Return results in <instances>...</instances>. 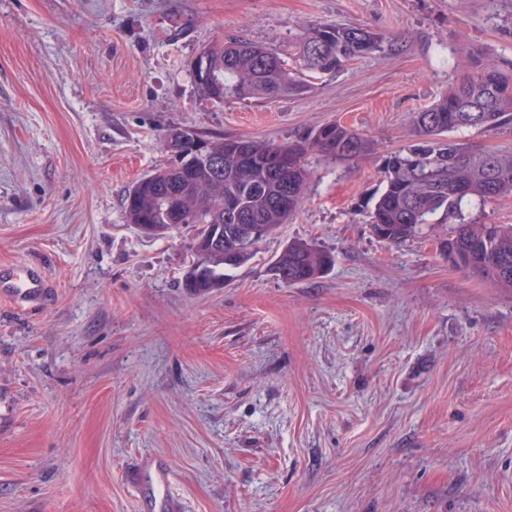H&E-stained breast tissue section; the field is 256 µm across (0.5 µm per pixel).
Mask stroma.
<instances>
[{
	"label": "stroma",
	"instance_id": "stroma-1",
	"mask_svg": "<svg viewBox=\"0 0 512 512\" xmlns=\"http://www.w3.org/2000/svg\"><path fill=\"white\" fill-rule=\"evenodd\" d=\"M398 38L274 102L218 104L190 63L239 35L288 56L300 22ZM476 48L512 67V0H0V512H512V289L451 267L448 223L373 235L374 158L311 157L306 198L223 288H184L193 228L152 237L122 197L182 127L276 144L338 121L412 140ZM333 269L289 286L288 242ZM0 288L18 305L37 302L44 295L41 275L28 266H0Z\"/></svg>",
	"mask_w": 512,
	"mask_h": 512
}]
</instances>
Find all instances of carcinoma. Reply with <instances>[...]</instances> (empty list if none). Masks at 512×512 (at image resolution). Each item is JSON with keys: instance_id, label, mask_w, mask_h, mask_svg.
<instances>
[{"instance_id": "cac0c4a2", "label": "carcinoma", "mask_w": 512, "mask_h": 512, "mask_svg": "<svg viewBox=\"0 0 512 512\" xmlns=\"http://www.w3.org/2000/svg\"><path fill=\"white\" fill-rule=\"evenodd\" d=\"M397 40L362 27L301 23L293 64L245 39L206 47L219 64L213 89L198 91L218 102L260 98L275 101L307 91L314 74L335 75L357 58L396 51ZM512 121V69L483 52L466 53L463 70L433 104L415 113V143L382 156V189L370 211L373 233L391 246L423 233L437 213L451 221L440 249L464 274L499 288H512V224H480L471 218L493 201L512 196V153L477 150L447 134ZM210 159L186 155L178 170L164 163L146 174L124 198L127 222L155 225L165 237L163 218L174 206L183 223L203 237L212 224L224 225V258L209 266L223 279L244 268L256 245L272 235L305 199L308 156L351 162L371 154L372 143L340 123L311 130L290 143L207 135ZM258 226L249 240L242 226ZM333 257L307 241L289 243L274 259L273 275L287 285L321 277Z\"/></svg>"}]
</instances>
